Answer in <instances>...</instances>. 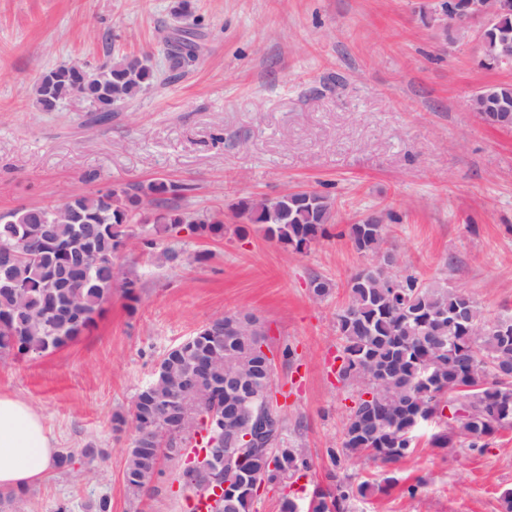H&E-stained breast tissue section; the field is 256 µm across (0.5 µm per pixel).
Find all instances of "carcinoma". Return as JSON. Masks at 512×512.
I'll use <instances>...</instances> for the list:
<instances>
[{"label": "carcinoma", "mask_w": 512, "mask_h": 512, "mask_svg": "<svg viewBox=\"0 0 512 512\" xmlns=\"http://www.w3.org/2000/svg\"><path fill=\"white\" fill-rule=\"evenodd\" d=\"M470 2L443 0L448 29L460 28ZM480 42L482 68L512 65V8L481 27ZM198 53L194 28L172 30L166 41L171 70L194 61ZM78 70L88 74L82 96L96 112L113 111L114 104L134 98L155 78L145 55L112 57L95 67L62 65L37 83L39 107L45 108L48 86L58 102L75 94L71 78ZM470 103L492 126L496 107L512 110V82L485 86ZM184 191V185L157 178L134 188L114 186L75 196L60 206L0 215V262L10 263L13 281V287L0 288V359L34 360L75 341L94 324L118 281L128 301L138 300V282L119 279L115 263L130 238V226L140 225L142 244L150 249L155 235L183 225L199 238L224 236V211L185 208L179 203ZM229 210L241 223L259 225L267 238L297 252L325 236L334 220L333 200L316 190L244 198ZM388 218L392 214L376 210L349 225L358 252L383 259L393 254L387 247ZM347 288V302L336 313L342 360L338 376L354 386L355 396L340 447L327 449L333 465L367 457L395 466L414 453L417 433L430 418L444 425V431L432 435V446L450 453L459 444L477 448L481 440L512 429V316L488 314L473 295L449 287L443 277L424 282L382 261L357 270ZM265 339L256 317L228 314L164 354L153 379L136 393L129 414L112 419L114 432L134 431L123 471L132 497L153 490L166 464L176 468L177 481H182L216 439L247 462L231 481L233 492H205L210 512H253L255 480L277 483L310 469L305 449L284 444L285 418L265 394L274 381V368L256 355ZM199 365L209 367L212 377L240 381L249 390L241 398L221 384L212 387L213 406L181 454L167 456L164 445L178 429L179 393ZM260 419L269 424L260 443L268 455L255 462L252 449L243 444ZM74 460L73 452H59L57 473L76 482L93 478V469H77ZM374 490L368 481L354 485L332 472L328 483L312 489L306 512H341L347 499L365 498Z\"/></svg>", "instance_id": "1"}]
</instances>
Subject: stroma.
<instances>
[{
    "instance_id": "35a3bbf8",
    "label": "stroma",
    "mask_w": 512,
    "mask_h": 512,
    "mask_svg": "<svg viewBox=\"0 0 512 512\" xmlns=\"http://www.w3.org/2000/svg\"><path fill=\"white\" fill-rule=\"evenodd\" d=\"M439 0H0V213L53 206L74 195L156 178L187 185L184 205L218 209L296 189L335 200L330 235L297 252L256 225L200 240L157 236L184 259L163 266L132 228L119 262L140 298L113 290L90 330L36 360H0V394L29 401L56 448L94 444L106 455L91 481L57 474L22 495L24 512H54L61 497L89 512L100 495L112 512H188L173 471L132 498L123 482L129 436L112 430L167 350L207 322L236 312L262 322L278 359L274 387L288 443L313 468L266 485L255 512H279L324 481L354 389L339 380L336 311L347 282L371 263L345 231L370 212L398 218L389 246L401 268L472 294L512 316V130L469 106L481 87L512 80V67L477 65L479 35L442 40ZM199 34L197 61L170 78L160 42L175 26ZM149 55L157 79L101 122L73 95L41 111L34 85L60 65L94 66L107 55ZM198 251L209 252L203 263ZM334 285L313 298L312 275ZM343 474L385 485L346 512H502L512 488V431L455 453L421 437L391 468L366 461Z\"/></svg>"
}]
</instances>
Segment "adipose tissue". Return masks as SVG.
<instances>
[{
  "mask_svg": "<svg viewBox=\"0 0 512 512\" xmlns=\"http://www.w3.org/2000/svg\"><path fill=\"white\" fill-rule=\"evenodd\" d=\"M55 459L42 415L27 401L0 395V490L32 486L49 472Z\"/></svg>",
  "mask_w": 512,
  "mask_h": 512,
  "instance_id": "obj_1",
  "label": "adipose tissue"
}]
</instances>
